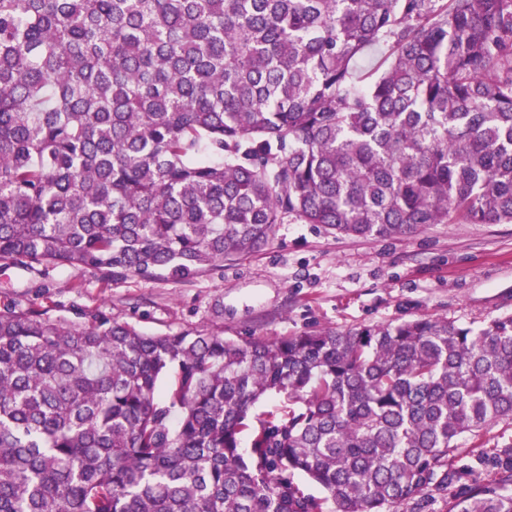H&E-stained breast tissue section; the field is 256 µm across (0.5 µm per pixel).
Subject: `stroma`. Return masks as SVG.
I'll list each match as a JSON object with an SVG mask.
<instances>
[{"label":"stroma","instance_id":"35a3bbf8","mask_svg":"<svg viewBox=\"0 0 512 512\" xmlns=\"http://www.w3.org/2000/svg\"><path fill=\"white\" fill-rule=\"evenodd\" d=\"M34 302L84 323L102 311L147 334L220 330L242 341L446 317L480 325L512 312V224H432L398 239L277 225L258 253L189 281L88 267L0 262V307Z\"/></svg>","mask_w":512,"mask_h":512}]
</instances>
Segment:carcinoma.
Returning <instances> with one entry per match:
<instances>
[{
  "instance_id": "cac0c4a2",
  "label": "carcinoma",
  "mask_w": 512,
  "mask_h": 512,
  "mask_svg": "<svg viewBox=\"0 0 512 512\" xmlns=\"http://www.w3.org/2000/svg\"><path fill=\"white\" fill-rule=\"evenodd\" d=\"M289 219L512 223V0H0V261L191 281ZM500 423L512 313L240 342L0 310V512H512Z\"/></svg>"
}]
</instances>
